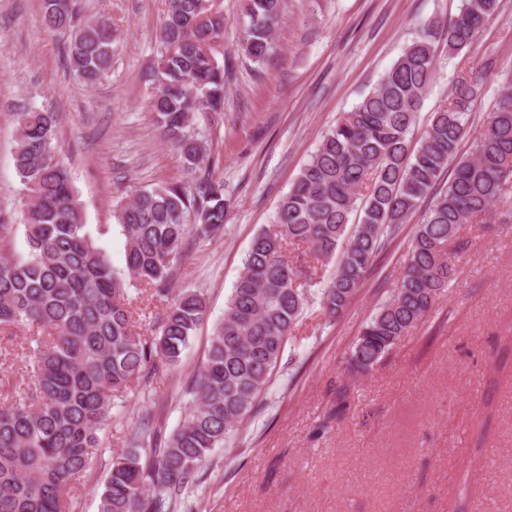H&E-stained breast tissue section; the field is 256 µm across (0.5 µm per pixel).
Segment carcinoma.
I'll list each match as a JSON object with an SVG mask.
<instances>
[{"mask_svg": "<svg viewBox=\"0 0 512 512\" xmlns=\"http://www.w3.org/2000/svg\"><path fill=\"white\" fill-rule=\"evenodd\" d=\"M285 0H243L244 54L257 64L276 51ZM45 23L68 34L69 69L87 86L112 70L121 45L110 19L82 17V0H42ZM500 11V0H463L447 24L429 21L375 87L321 139L277 207L274 224L252 240L204 365L191 384L180 426L162 433L151 410L130 429L124 461L112 467L101 512H197L186 489L203 483L211 453L238 430L267 390L310 297L313 280L286 241L306 244L318 263H336L321 289L339 317L375 257L422 203L407 262L392 294L366 321L349 363L368 374L411 335L448 290L450 248L463 224L482 223L512 199V84L505 86L470 152L459 154L481 96L459 77L449 103L433 112L412 145L437 47L459 54ZM224 15L214 0H166L148 103L162 137L195 180L142 188L113 208L125 236V271L112 268L84 224L68 169L56 158V117L19 113L15 167L29 191L24 256L0 257V331H31L13 369L0 352V512H72L80 478L101 452L114 398L179 365L206 315L202 294L171 287L188 242L223 226L224 180L201 140L198 116L224 112L225 65L216 54ZM449 172L448 182L443 173ZM150 289L167 307L153 335L133 331L128 285Z\"/></svg>", "mask_w": 512, "mask_h": 512, "instance_id": "1", "label": "carcinoma"}]
</instances>
